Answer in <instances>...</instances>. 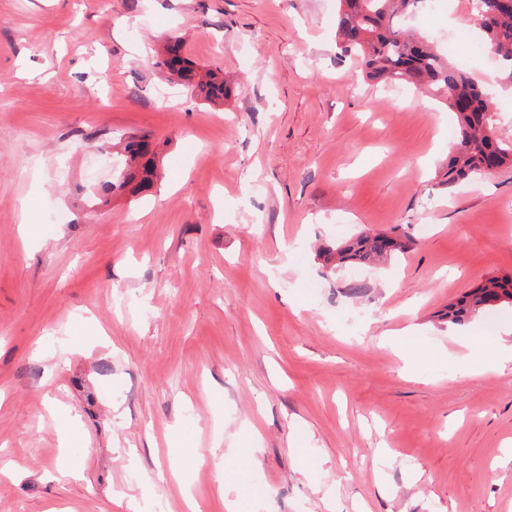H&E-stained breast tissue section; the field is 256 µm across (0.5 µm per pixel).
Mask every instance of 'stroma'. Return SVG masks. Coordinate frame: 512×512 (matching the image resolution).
I'll list each match as a JSON object with an SVG mask.
<instances>
[{
  "mask_svg": "<svg viewBox=\"0 0 512 512\" xmlns=\"http://www.w3.org/2000/svg\"><path fill=\"white\" fill-rule=\"evenodd\" d=\"M469 3L402 26L512 142ZM174 38L230 96L160 67ZM454 128L341 57L336 0H0V512H512V306L441 318L512 275V166L448 188ZM142 133L153 186L95 203ZM365 229L410 248L318 256ZM489 297L500 298L498 305L511 303L512 276L486 278L481 285L449 303L443 318L456 325H465L491 308L486 305Z\"/></svg>",
  "mask_w": 512,
  "mask_h": 512,
  "instance_id": "stroma-1",
  "label": "stroma"
}]
</instances>
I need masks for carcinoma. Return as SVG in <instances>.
Wrapping results in <instances>:
<instances>
[{
    "label": "carcinoma",
    "mask_w": 512,
    "mask_h": 512,
    "mask_svg": "<svg viewBox=\"0 0 512 512\" xmlns=\"http://www.w3.org/2000/svg\"><path fill=\"white\" fill-rule=\"evenodd\" d=\"M421 0H338L336 31L342 53L357 58L370 80L404 84L435 91L444 96L448 110L458 121V137L448 158V186L483 173L487 155L498 166L512 163V143L503 142L496 134L497 103L492 92L476 83L465 71L442 55L428 39L402 31L396 18L418 7ZM477 24L485 46L493 53L512 83V9L498 7V0H474ZM169 61L161 62L184 81L195 72L181 56L179 40L166 47ZM208 97L222 100L224 82L210 74L201 83ZM126 173L123 180L106 186L123 189L135 183L138 191L153 185L156 178L154 158L150 157L147 136L139 142L127 140L123 146ZM407 243L385 232H362L355 239L324 250L329 260L343 264L379 263L406 250ZM497 297L512 302V276L486 278L481 285L448 304L443 318L465 325L488 310L487 299Z\"/></svg>",
    "instance_id": "carcinoma-1"
}]
</instances>
